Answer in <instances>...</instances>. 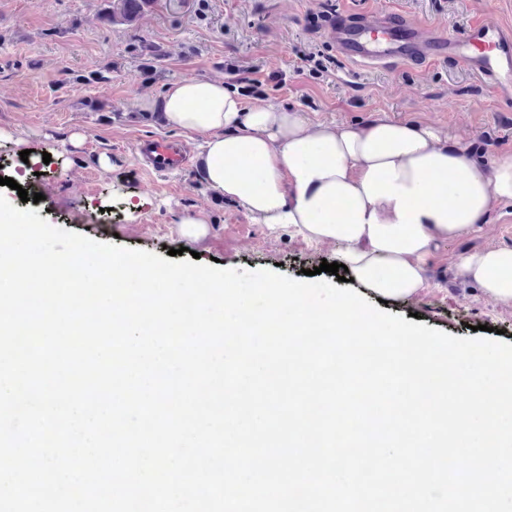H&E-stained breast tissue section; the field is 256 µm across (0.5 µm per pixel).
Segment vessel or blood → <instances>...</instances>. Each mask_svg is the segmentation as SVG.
Here are the masks:
<instances>
[{
	"label": "vessel or blood",
	"mask_w": 512,
	"mask_h": 512,
	"mask_svg": "<svg viewBox=\"0 0 512 512\" xmlns=\"http://www.w3.org/2000/svg\"><path fill=\"white\" fill-rule=\"evenodd\" d=\"M338 58L366 67L450 62L474 75L498 96L512 101V26L482 18L462 32L422 25L393 10H345L327 25ZM134 153L147 169L162 173L186 168L190 153L171 140H137Z\"/></svg>",
	"instance_id": "1"
}]
</instances>
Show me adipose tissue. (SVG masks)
I'll list each match as a JSON object with an SVG mask.
<instances>
[{
	"instance_id": "1",
	"label": "adipose tissue",
	"mask_w": 512,
	"mask_h": 512,
	"mask_svg": "<svg viewBox=\"0 0 512 512\" xmlns=\"http://www.w3.org/2000/svg\"><path fill=\"white\" fill-rule=\"evenodd\" d=\"M159 110L169 128L201 139L208 190L254 223L337 245L349 276L381 298L417 293L435 251L512 202V155L473 159L465 140L431 124L315 123L268 102L246 105L217 78L171 82ZM458 272L512 306V247L469 253Z\"/></svg>"
}]
</instances>
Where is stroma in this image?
<instances>
[{
	"label": "stroma",
	"mask_w": 512,
	"mask_h": 512,
	"mask_svg": "<svg viewBox=\"0 0 512 512\" xmlns=\"http://www.w3.org/2000/svg\"><path fill=\"white\" fill-rule=\"evenodd\" d=\"M105 0H0V128L20 132L31 147L49 149L50 163L23 162L0 143V172H27L40 218L99 242L183 259L199 253L219 268H274L304 280L305 270L335 262L336 249L293 229L269 231L242 207L211 195L197 164L170 173L146 172L132 151L145 137H175L163 121L142 118L173 80L210 77L236 88L246 103L269 101L315 122L364 123L380 116L431 123L466 137L474 159L512 155V103L450 64L360 67L339 60L321 20L340 9L401 11L422 24L459 32L475 17L512 24V0H156L130 26L104 27ZM160 45L153 79L138 75L131 43ZM103 82L84 84L86 70ZM106 104L91 111L89 100ZM110 156L111 173L99 166ZM208 217V233L183 238L184 212ZM488 245L512 247V203L496 206L471 235L430 260L428 281L384 312L421 316L423 325L455 337L481 324L512 344V308L496 304L457 277L460 258Z\"/></svg>",
	"instance_id": "obj_1"
}]
</instances>
